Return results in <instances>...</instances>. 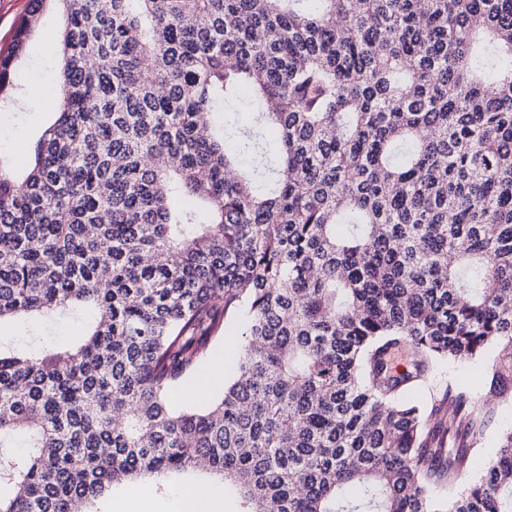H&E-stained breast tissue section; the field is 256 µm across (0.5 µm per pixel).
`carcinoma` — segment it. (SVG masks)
Instances as JSON below:
<instances>
[{"mask_svg":"<svg viewBox=\"0 0 512 512\" xmlns=\"http://www.w3.org/2000/svg\"><path fill=\"white\" fill-rule=\"evenodd\" d=\"M30 0L63 13L57 119L0 158V323L91 309L33 353L0 339V512H71L197 464L239 512H512V0ZM274 109L226 139L240 89ZM275 188L255 190L266 132ZM184 198L181 211L172 199ZM244 314L233 378L169 393ZM494 349L488 398L405 392ZM512 426V407L504 406L499 410V413L491 424L483 445L482 452L478 453L475 457L474 463L470 470L461 478V485H468L473 480L484 474V465L487 459L494 454L497 446V432L502 428Z\"/></svg>","mask_w":512,"mask_h":512,"instance_id":"carcinoma-1","label":"carcinoma"}]
</instances>
